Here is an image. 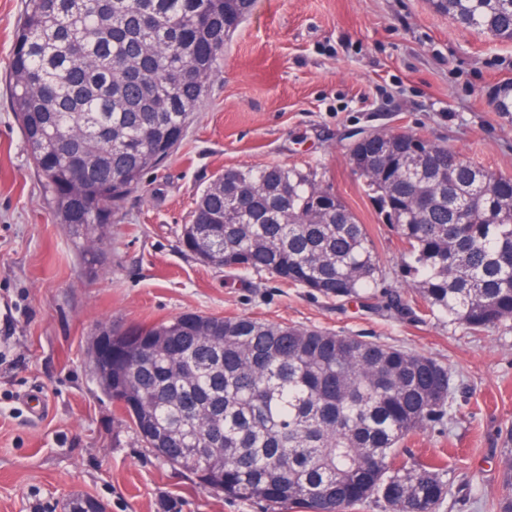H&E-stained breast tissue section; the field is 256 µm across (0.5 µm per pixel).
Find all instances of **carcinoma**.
Instances as JSON below:
<instances>
[{
  "instance_id": "1",
  "label": "carcinoma",
  "mask_w": 512,
  "mask_h": 512,
  "mask_svg": "<svg viewBox=\"0 0 512 512\" xmlns=\"http://www.w3.org/2000/svg\"><path fill=\"white\" fill-rule=\"evenodd\" d=\"M254 0H24L8 85L29 156L89 272L112 208L183 140ZM512 40V0H429ZM187 69L189 80L177 79ZM399 153L359 174L403 245L412 296L380 287L365 225L312 173L219 174L182 246L216 268L267 275L389 318L448 316L472 335L512 322V176L397 131ZM240 194L249 196L245 208ZM162 461L236 500L305 512H439L443 469L397 464L410 435L452 411L448 366L360 336L187 312L112 335L95 376Z\"/></svg>"
}]
</instances>
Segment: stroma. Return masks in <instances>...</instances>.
I'll use <instances>...</instances> for the list:
<instances>
[{
    "mask_svg": "<svg viewBox=\"0 0 512 512\" xmlns=\"http://www.w3.org/2000/svg\"><path fill=\"white\" fill-rule=\"evenodd\" d=\"M23 0H0V512H66L86 495L107 512H286L225 498L157 458L88 366L99 326L187 311L365 336L447 365L455 413L410 436L401 462L435 459L441 512H489L507 490L512 331L474 336L446 316L394 321L268 276L185 254L184 224L218 173L278 164L317 174L366 224L385 288L402 290V245L349 160L352 134L410 131L512 175V41L480 35L428 0H256L186 136L112 214L106 261L89 276L38 177L6 77Z\"/></svg>",
    "mask_w": 512,
    "mask_h": 512,
    "instance_id": "1",
    "label": "stroma"
}]
</instances>
